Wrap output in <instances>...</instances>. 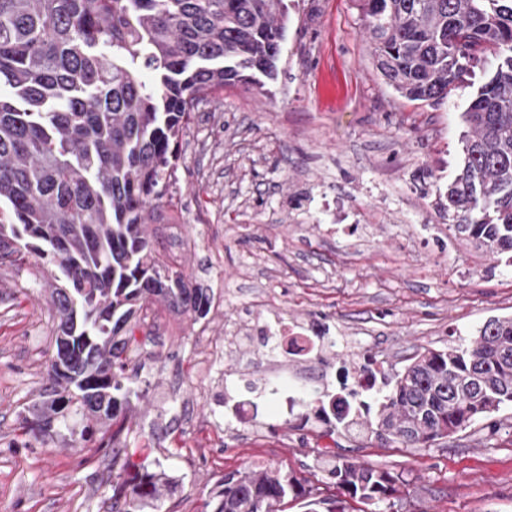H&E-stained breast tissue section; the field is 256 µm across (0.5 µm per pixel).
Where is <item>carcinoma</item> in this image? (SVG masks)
Masks as SVG:
<instances>
[{"instance_id":"obj_1","label":"carcinoma","mask_w":512,"mask_h":512,"mask_svg":"<svg viewBox=\"0 0 512 512\" xmlns=\"http://www.w3.org/2000/svg\"><path fill=\"white\" fill-rule=\"evenodd\" d=\"M384 82L412 101H440L494 58L462 112V163L439 191L456 233L512 253V0H356ZM288 38L282 0H0V258L23 251L53 268L55 354L33 410L46 436L70 406L121 439L130 410L120 337L162 300L203 317L206 289L159 263L145 224L173 175L194 106L226 83L273 79ZM148 71L154 82L146 85ZM512 405V317L491 318L471 344L411 358L365 423L345 399L334 426L425 447ZM329 483L369 505L401 475L332 455ZM166 473L124 463L118 512L172 492ZM212 512H345L307 481L271 466L224 476Z\"/></svg>"}]
</instances>
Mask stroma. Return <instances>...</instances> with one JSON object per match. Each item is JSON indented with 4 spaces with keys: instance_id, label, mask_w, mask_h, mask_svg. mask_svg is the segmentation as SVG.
Returning a JSON list of instances; mask_svg holds the SVG:
<instances>
[{
    "instance_id": "1",
    "label": "stroma",
    "mask_w": 512,
    "mask_h": 512,
    "mask_svg": "<svg viewBox=\"0 0 512 512\" xmlns=\"http://www.w3.org/2000/svg\"><path fill=\"white\" fill-rule=\"evenodd\" d=\"M276 80L234 84L196 106L175 180L150 230L158 257L215 295L203 319L150 306L129 331L132 462L177 483L159 508L207 512L224 475L276 464L333 497L315 461L341 454L401 474L402 512H512V407L430 446L279 419L226 429L213 372L264 373L259 345L211 362L227 322L272 304L343 331L308 381L367 359L400 373L417 351L465 345L512 316V264L456 236L434 210L459 166L475 90L410 101L384 83L354 0H285ZM27 255L0 263V512H112V434L82 444L76 409L49 436L27 428L55 353L45 283Z\"/></svg>"
}]
</instances>
